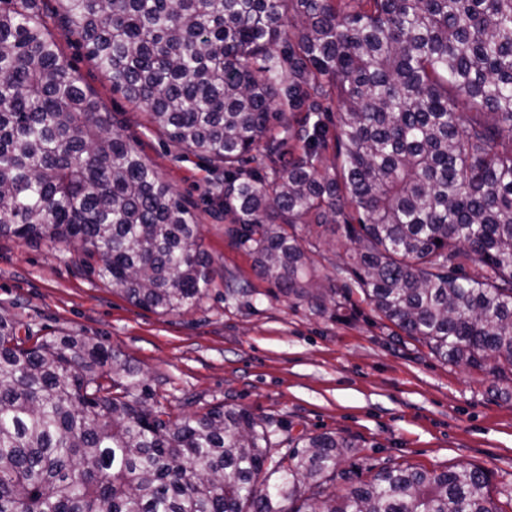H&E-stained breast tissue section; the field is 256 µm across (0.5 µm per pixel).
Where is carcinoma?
I'll list each match as a JSON object with an SVG mask.
<instances>
[{
  "label": "carcinoma",
  "instance_id": "cac0c4a2",
  "mask_svg": "<svg viewBox=\"0 0 512 512\" xmlns=\"http://www.w3.org/2000/svg\"><path fill=\"white\" fill-rule=\"evenodd\" d=\"M39 2L0 0V237L72 247L134 305L188 311L212 282L198 216L111 130ZM56 4L150 129L212 162L259 278L316 314L356 292L512 382V0ZM315 226L353 253L332 278ZM149 396L120 351L0 307V512H512L481 466L352 483L349 439L282 448L244 408L174 417Z\"/></svg>",
  "mask_w": 512,
  "mask_h": 512
}]
</instances>
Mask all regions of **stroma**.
Segmentation results:
<instances>
[{"instance_id": "stroma-1", "label": "stroma", "mask_w": 512, "mask_h": 512, "mask_svg": "<svg viewBox=\"0 0 512 512\" xmlns=\"http://www.w3.org/2000/svg\"><path fill=\"white\" fill-rule=\"evenodd\" d=\"M43 9L77 77L109 112L112 131L198 215L214 281L194 308L162 315L104 286L65 245L0 237V306L34 327L78 331L119 350L173 414L244 407L279 420L291 437L354 440L341 466L362 477L394 464L430 471L473 464L490 472L493 492H512V383L396 339L394 326L360 295L316 315L257 278L252 256L224 234L205 156L148 130L143 112L113 90L56 14L54 0ZM229 272L251 282V297H225Z\"/></svg>"}]
</instances>
